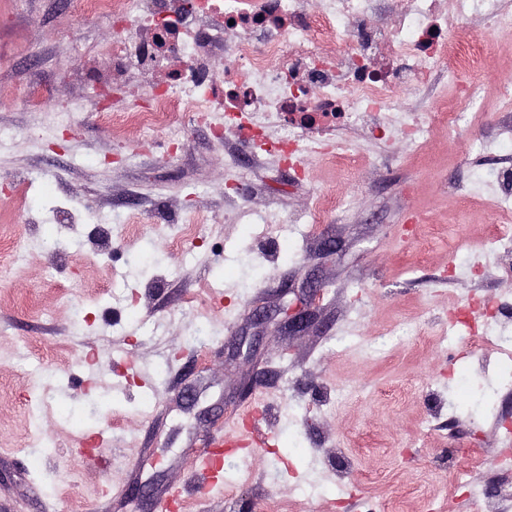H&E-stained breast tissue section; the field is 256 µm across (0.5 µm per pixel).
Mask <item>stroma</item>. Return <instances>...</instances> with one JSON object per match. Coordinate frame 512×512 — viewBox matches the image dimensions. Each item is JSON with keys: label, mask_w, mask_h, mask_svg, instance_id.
<instances>
[{"label": "stroma", "mask_w": 512, "mask_h": 512, "mask_svg": "<svg viewBox=\"0 0 512 512\" xmlns=\"http://www.w3.org/2000/svg\"><path fill=\"white\" fill-rule=\"evenodd\" d=\"M108 32L69 0H0V512H159L178 484L183 512H479L459 474L512 486V370L448 332L469 309L512 337V222L491 211L512 32L484 30L482 104L455 105L497 155L442 126L420 148L361 127L354 156L298 167L217 136L220 112L106 126L140 98L129 75L76 77L105 67L76 48ZM311 277L304 334L249 319L285 316ZM219 439L222 483L199 489L194 453Z\"/></svg>", "instance_id": "1"}]
</instances>
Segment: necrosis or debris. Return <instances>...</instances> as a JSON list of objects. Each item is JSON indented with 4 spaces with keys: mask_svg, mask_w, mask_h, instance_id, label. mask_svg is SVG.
<instances>
[{
    "mask_svg": "<svg viewBox=\"0 0 512 512\" xmlns=\"http://www.w3.org/2000/svg\"><path fill=\"white\" fill-rule=\"evenodd\" d=\"M107 23L108 60L93 78L134 74L146 106L125 121L153 130L174 113L224 115L225 134L265 136L284 118L278 152L301 162L310 144L364 125L423 145L428 125L396 110V95L433 91L452 74L478 106L469 74L481 63L471 28L512 26V0H78ZM223 71H216V61Z\"/></svg>",
    "mask_w": 512,
    "mask_h": 512,
    "instance_id": "necrosis-or-debris-1",
    "label": "necrosis or debris"
}]
</instances>
